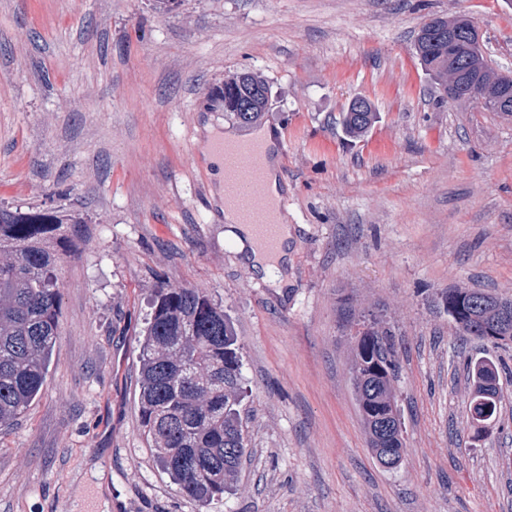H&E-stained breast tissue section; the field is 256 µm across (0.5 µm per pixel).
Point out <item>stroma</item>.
<instances>
[{
	"label": "stroma",
	"mask_w": 512,
	"mask_h": 512,
	"mask_svg": "<svg viewBox=\"0 0 512 512\" xmlns=\"http://www.w3.org/2000/svg\"><path fill=\"white\" fill-rule=\"evenodd\" d=\"M472 16L512 71V0H0V206L80 216L41 394L0 434V512H512V346L461 342L455 288L512 300V116L445 102L413 53ZM269 85L288 286L246 262L203 157L238 129L226 77ZM378 119L352 139L348 102ZM234 323L246 455L184 497L150 448L140 346L157 284ZM395 335L405 453L382 468L351 382L360 323ZM499 367L474 438L467 359Z\"/></svg>",
	"instance_id": "stroma-1"
}]
</instances>
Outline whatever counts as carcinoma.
Returning <instances> with one entry per match:
<instances>
[{
  "mask_svg": "<svg viewBox=\"0 0 512 512\" xmlns=\"http://www.w3.org/2000/svg\"><path fill=\"white\" fill-rule=\"evenodd\" d=\"M465 22L432 16L419 27L413 48L433 79L456 73L479 77L482 109L495 111L494 97L503 73L486 56L464 48ZM268 88L262 76L248 72L224 81V111L244 126L257 124L263 110L240 111L242 88ZM377 119L373 109L347 110L343 126L351 138L368 133ZM83 220L55 211L0 209V432L21 418L40 395L59 336L61 265L75 256L68 225ZM448 315L462 339L483 340L482 322L490 312L512 313V301L472 289H451ZM397 368L392 331L378 321L363 325L354 348L351 381L365 427L373 418L397 411L392 381ZM469 415L474 437L497 420L498 368L490 359L468 366ZM241 363L234 328L202 288L161 286L152 305L140 350V410L147 441L180 492L207 502L224 496L246 453L237 406ZM402 432L370 439L376 460L393 449L398 465Z\"/></svg>",
  "mask_w": 512,
  "mask_h": 512,
  "instance_id": "obj_1",
  "label": "carcinoma"
}]
</instances>
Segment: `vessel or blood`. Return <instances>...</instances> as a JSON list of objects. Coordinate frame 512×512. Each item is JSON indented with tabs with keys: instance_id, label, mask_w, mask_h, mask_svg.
Segmentation results:
<instances>
[{
	"instance_id": "obj_1",
	"label": "vessel or blood",
	"mask_w": 512,
	"mask_h": 512,
	"mask_svg": "<svg viewBox=\"0 0 512 512\" xmlns=\"http://www.w3.org/2000/svg\"><path fill=\"white\" fill-rule=\"evenodd\" d=\"M213 150L224 161V198L239 212L243 223L253 225L255 242L268 258L279 249L278 203L263 193L265 172L257 145L248 139L233 147L216 142Z\"/></svg>"
}]
</instances>
